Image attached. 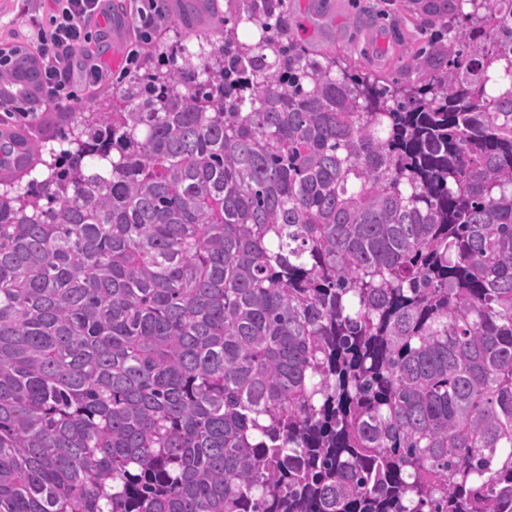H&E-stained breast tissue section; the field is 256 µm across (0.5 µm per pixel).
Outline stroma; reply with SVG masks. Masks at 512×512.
Listing matches in <instances>:
<instances>
[{"label": "stroma", "instance_id": "35a3bbf8", "mask_svg": "<svg viewBox=\"0 0 512 512\" xmlns=\"http://www.w3.org/2000/svg\"><path fill=\"white\" fill-rule=\"evenodd\" d=\"M410 0H288V19L310 41H334L373 71H392L406 49L425 43L434 27L409 21Z\"/></svg>", "mask_w": 512, "mask_h": 512}]
</instances>
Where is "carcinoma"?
<instances>
[{"instance_id": "1", "label": "carcinoma", "mask_w": 512, "mask_h": 512, "mask_svg": "<svg viewBox=\"0 0 512 512\" xmlns=\"http://www.w3.org/2000/svg\"><path fill=\"white\" fill-rule=\"evenodd\" d=\"M156 3L218 38L0 177V512H512V0L381 77ZM0 110L50 113L21 46Z\"/></svg>"}]
</instances>
